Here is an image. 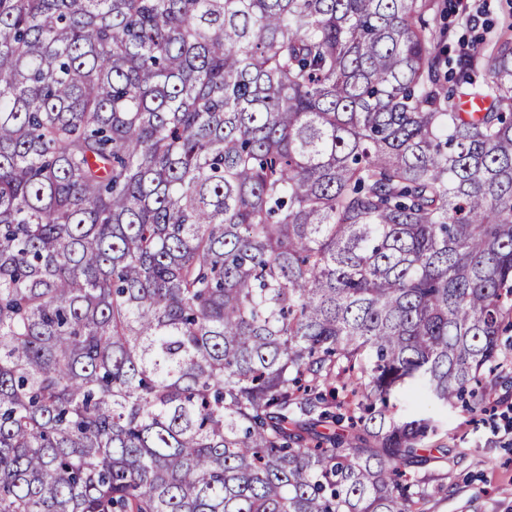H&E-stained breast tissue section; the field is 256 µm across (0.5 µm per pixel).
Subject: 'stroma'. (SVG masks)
<instances>
[{
	"mask_svg": "<svg viewBox=\"0 0 512 512\" xmlns=\"http://www.w3.org/2000/svg\"><path fill=\"white\" fill-rule=\"evenodd\" d=\"M443 10L430 18L432 26L452 31L449 60L460 47L478 53L501 36L512 38V0H440ZM494 414L471 419L456 410L397 398L400 415L436 420L439 430L428 447H444L446 458L431 463L446 492L433 496L431 512H512V379H499Z\"/></svg>",
	"mask_w": 512,
	"mask_h": 512,
	"instance_id": "1",
	"label": "stroma"
}]
</instances>
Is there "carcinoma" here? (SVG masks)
Segmentation results:
<instances>
[{
  "label": "carcinoma",
  "instance_id": "1",
  "mask_svg": "<svg viewBox=\"0 0 512 512\" xmlns=\"http://www.w3.org/2000/svg\"><path fill=\"white\" fill-rule=\"evenodd\" d=\"M438 8L0 0V512H426L391 400L512 363V44L450 91Z\"/></svg>",
  "mask_w": 512,
  "mask_h": 512
}]
</instances>
